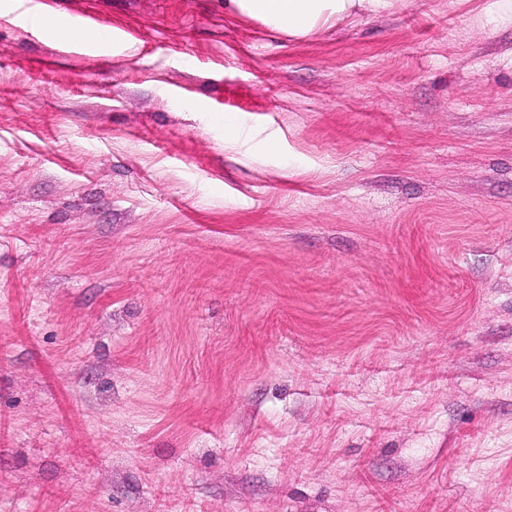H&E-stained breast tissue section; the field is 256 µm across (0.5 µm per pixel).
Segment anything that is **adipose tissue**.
Returning a JSON list of instances; mask_svg holds the SVG:
<instances>
[{
    "instance_id": "1",
    "label": "adipose tissue",
    "mask_w": 512,
    "mask_h": 512,
    "mask_svg": "<svg viewBox=\"0 0 512 512\" xmlns=\"http://www.w3.org/2000/svg\"><path fill=\"white\" fill-rule=\"evenodd\" d=\"M233 11L291 36H304L354 16L386 11L391 0H226Z\"/></svg>"
}]
</instances>
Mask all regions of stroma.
Segmentation results:
<instances>
[{
	"label": "stroma",
	"mask_w": 512,
	"mask_h": 512,
	"mask_svg": "<svg viewBox=\"0 0 512 512\" xmlns=\"http://www.w3.org/2000/svg\"><path fill=\"white\" fill-rule=\"evenodd\" d=\"M494 2L0 0V512H512ZM391 0H227L225 6L290 36H304L351 18L357 8L386 11Z\"/></svg>",
	"instance_id": "1"
}]
</instances>
